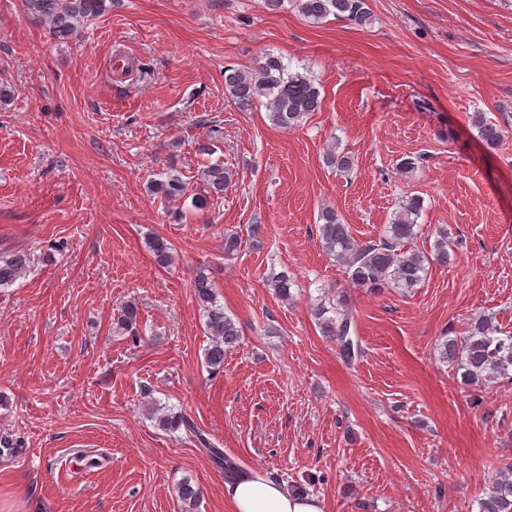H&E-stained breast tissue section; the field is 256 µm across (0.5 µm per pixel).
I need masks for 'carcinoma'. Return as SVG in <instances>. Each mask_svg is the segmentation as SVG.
I'll use <instances>...</instances> for the list:
<instances>
[{"mask_svg":"<svg viewBox=\"0 0 512 512\" xmlns=\"http://www.w3.org/2000/svg\"><path fill=\"white\" fill-rule=\"evenodd\" d=\"M298 11L309 20L319 23L332 16L346 20L358 27L371 23V12L366 0H294ZM27 12L37 21L48 26L51 36L59 39L78 36L82 27L107 9V0H25ZM224 89L237 108L248 111L263 102L269 118L278 128L290 131L301 125L304 118L317 110L320 92L313 81L298 71L291 72L282 58L267 53L252 68L224 67ZM473 126L478 137L489 149H495L501 141L497 124L482 114L473 116ZM325 161L339 175L349 177L353 163L347 154L333 148L326 153ZM208 193L222 194L231 182L230 170L222 164H213L203 170ZM153 192L166 198L181 197L187 191L186 182L176 175L165 180H155ZM423 209V201L408 196L399 204L391 224L377 242L361 243L355 239L350 226L341 222L336 211L324 207L319 214V237L322 247L344 268L348 281L356 288L374 292L395 288L408 292L424 281L431 262L448 263V236L442 232L436 240L435 252L428 255L412 247L419 233L417 220ZM28 258L14 254L0 258V288L11 286L24 272ZM272 294L282 300L293 297L294 280L285 271H271L265 278ZM197 301L211 342L205 348V364L210 371L224 369V355L235 347L240 337L237 322L224 313L209 277L199 271L194 278ZM313 316L323 335L338 344L345 358L353 355L349 348L352 314L346 296L340 295L329 301L321 297L314 304ZM139 308L132 300L124 302L117 310L116 332L129 334L133 341L139 336ZM440 356L457 363L463 371L462 379L470 384L493 382L512 376V335L500 331L489 315H479L466 329L459 341L449 339L442 344ZM151 417L164 431L176 432L189 426L186 417L163 405H152ZM212 462L231 477L238 473L234 462L220 448L201 440ZM178 498L184 508L193 509L200 497L199 489L188 482L177 488ZM479 512H512V463H506L489 484L479 502Z\"/></svg>","mask_w":512,"mask_h":512,"instance_id":"1","label":"carcinoma"}]
</instances>
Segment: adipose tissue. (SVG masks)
I'll return each instance as SVG.
<instances>
[{
	"label": "adipose tissue",
	"mask_w": 512,
	"mask_h": 512,
	"mask_svg": "<svg viewBox=\"0 0 512 512\" xmlns=\"http://www.w3.org/2000/svg\"><path fill=\"white\" fill-rule=\"evenodd\" d=\"M224 498L231 512H325L323 499L298 495L285 484L257 471L239 473L224 483Z\"/></svg>",
	"instance_id": "adipose-tissue-1"
}]
</instances>
